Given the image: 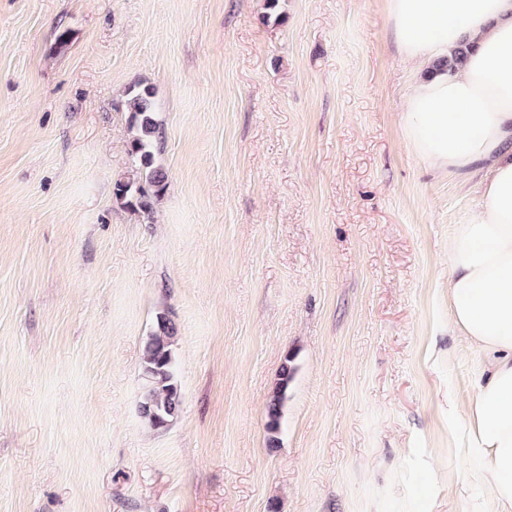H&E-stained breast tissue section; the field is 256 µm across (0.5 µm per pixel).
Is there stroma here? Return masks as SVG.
I'll use <instances>...</instances> for the list:
<instances>
[{
    "instance_id": "stroma-1",
    "label": "stroma",
    "mask_w": 512,
    "mask_h": 512,
    "mask_svg": "<svg viewBox=\"0 0 512 512\" xmlns=\"http://www.w3.org/2000/svg\"><path fill=\"white\" fill-rule=\"evenodd\" d=\"M409 79L384 0H0V512H493L448 416L480 362L448 329L477 182L408 146ZM138 84L149 218L112 197ZM162 313L183 404L156 431ZM123 105L133 131L129 155L137 177L116 180L113 198L123 207L149 216L167 186V174L156 164L155 157L161 131L155 117L154 91L150 86L130 87ZM177 335L175 322L166 314H160L144 341L141 373L143 385L138 412L142 420L156 431L167 428L177 418L182 407L174 351ZM295 372L294 357L291 354H287L281 364L278 381L267 404L266 426L267 432L272 435L269 438V446L271 447H273L277 441L275 434H277L280 426L283 403Z\"/></svg>"
}]
</instances>
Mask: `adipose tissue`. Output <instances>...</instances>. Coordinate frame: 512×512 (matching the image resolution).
<instances>
[{"label":"adipose tissue","instance_id":"adipose-tissue-1","mask_svg":"<svg viewBox=\"0 0 512 512\" xmlns=\"http://www.w3.org/2000/svg\"><path fill=\"white\" fill-rule=\"evenodd\" d=\"M390 34L413 78L404 137L442 175L484 172L480 201L448 241L452 329L481 357L464 404V447L497 512H512V0H387ZM468 44L454 70L437 69Z\"/></svg>","mask_w":512,"mask_h":512}]
</instances>
